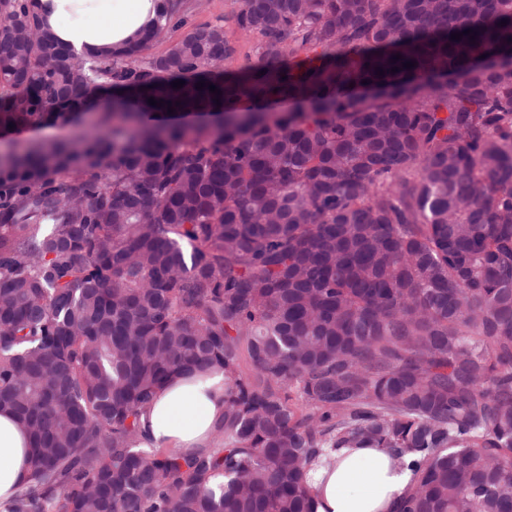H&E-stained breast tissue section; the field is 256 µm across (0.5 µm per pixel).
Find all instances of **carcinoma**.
<instances>
[{
    "label": "carcinoma",
    "mask_w": 512,
    "mask_h": 512,
    "mask_svg": "<svg viewBox=\"0 0 512 512\" xmlns=\"http://www.w3.org/2000/svg\"><path fill=\"white\" fill-rule=\"evenodd\" d=\"M34 2L0 0V131L98 109L0 152L5 512H314L343 448L413 468L398 512H512V0H233L159 55L200 0L100 54ZM214 370L213 448L140 447ZM29 434L17 418L0 412V502L10 499L27 473Z\"/></svg>",
    "instance_id": "carcinoma-1"
}]
</instances>
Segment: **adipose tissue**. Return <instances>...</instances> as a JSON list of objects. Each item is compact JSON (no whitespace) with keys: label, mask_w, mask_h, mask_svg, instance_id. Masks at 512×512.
I'll list each match as a JSON object with an SVG mask.
<instances>
[{"label":"adipose tissue","mask_w":512,"mask_h":512,"mask_svg":"<svg viewBox=\"0 0 512 512\" xmlns=\"http://www.w3.org/2000/svg\"><path fill=\"white\" fill-rule=\"evenodd\" d=\"M43 23L58 41L78 51L100 52L135 41L152 28L160 0H38ZM224 415V375L206 382L179 376L157 390L142 421L147 448L183 454L209 451ZM29 434L17 418L0 412V502L10 499L27 473ZM410 470L395 466L378 448L341 450L312 483L316 512H395L411 485Z\"/></svg>","instance_id":"obj_1"}]
</instances>
